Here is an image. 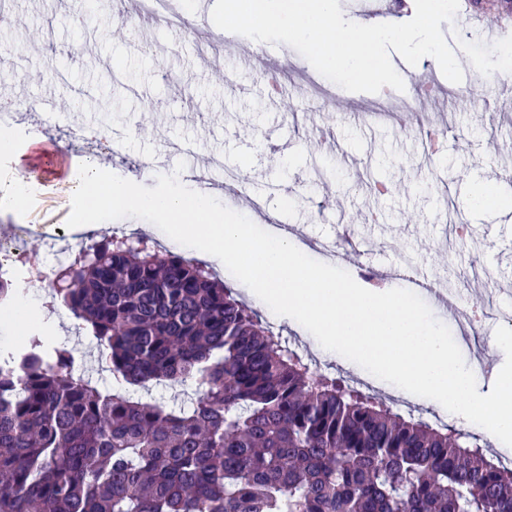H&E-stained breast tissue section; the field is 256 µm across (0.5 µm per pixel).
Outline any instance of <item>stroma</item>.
Returning a JSON list of instances; mask_svg holds the SVG:
<instances>
[{
  "mask_svg": "<svg viewBox=\"0 0 512 512\" xmlns=\"http://www.w3.org/2000/svg\"><path fill=\"white\" fill-rule=\"evenodd\" d=\"M114 29L123 30L124 38L110 39ZM14 54L38 57L44 81L33 84L17 72ZM391 60L407 75L404 98L430 77L439 88L424 115L446 132L436 157L424 156L417 130L368 111L373 94H355L340 111L335 99L313 97L314 87L329 81L290 46L262 44L211 22L185 34L163 24L141 28L114 17L111 0L80 6L58 0L51 7L44 0H11L0 18V88L30 103L51 90L63 103L49 126L34 111L6 127L17 151L0 155V176L23 169L31 183L21 211L0 210V240L25 241L17 278L29 287L36 310L22 336L68 343L77 370L110 388L112 374L57 300L55 274L46 262V239L71 234L64 226L71 211V163L99 153L73 134L85 124L122 137V153L106 163L138 184L156 186L157 175L173 173L181 161L201 167L223 205L260 228L282 224L302 242L330 241L332 265L354 279L368 268L384 273L408 263L453 288L482 267L489 277L470 290V298L512 311V220L471 205L469 191L472 179L485 178L498 197L512 200V81H493L481 90L476 69L463 55L464 79L452 97L453 85L433 58L414 66L396 54ZM272 73L288 95L287 105L263 93ZM175 140L190 142L193 153L172 152ZM148 159L154 164L150 174ZM228 170L247 178L249 194L265 205L263 213L226 189ZM456 224L470 226L465 242L455 241ZM266 320L317 373L374 390L402 415L434 426L452 424L451 414L436 405L370 388L358 368L315 354L310 335L290 321L271 314Z\"/></svg>",
  "mask_w": 512,
  "mask_h": 512,
  "instance_id": "35a3bbf8",
  "label": "stroma"
}]
</instances>
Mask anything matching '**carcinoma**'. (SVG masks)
Listing matches in <instances>:
<instances>
[{
	"label": "carcinoma",
	"mask_w": 512,
	"mask_h": 512,
	"mask_svg": "<svg viewBox=\"0 0 512 512\" xmlns=\"http://www.w3.org/2000/svg\"><path fill=\"white\" fill-rule=\"evenodd\" d=\"M512 24V0H460ZM56 295L130 386L102 391L67 344L0 357V512H512L479 438L317 375L210 268L143 238L89 243ZM181 391L171 390L172 387L165 385H151L150 390L138 389L135 396L142 397L147 400H164L169 403H181L186 401L188 396L191 397L194 393L195 386H183Z\"/></svg>",
	"instance_id": "obj_1"
}]
</instances>
